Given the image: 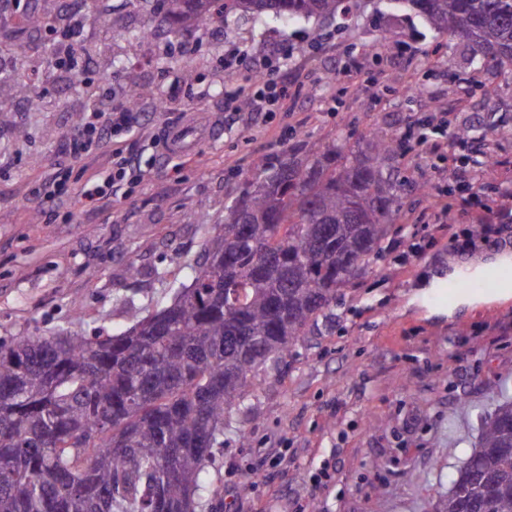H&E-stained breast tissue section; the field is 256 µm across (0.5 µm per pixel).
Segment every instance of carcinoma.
<instances>
[{"mask_svg":"<svg viewBox=\"0 0 512 512\" xmlns=\"http://www.w3.org/2000/svg\"><path fill=\"white\" fill-rule=\"evenodd\" d=\"M448 39H465L512 77V0H401ZM354 0H163L164 18L347 17ZM55 3L24 15L48 24ZM37 105L0 75V98ZM383 139L311 160L288 154L245 182L206 237L189 285L124 332L63 329L0 340V512H209L224 429L262 374L279 371L336 292L377 262L401 211ZM432 512H512V401L500 402Z\"/></svg>","mask_w":512,"mask_h":512,"instance_id":"cac0c4a2","label":"carcinoma"}]
</instances>
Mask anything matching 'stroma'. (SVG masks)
<instances>
[{
	"mask_svg": "<svg viewBox=\"0 0 512 512\" xmlns=\"http://www.w3.org/2000/svg\"><path fill=\"white\" fill-rule=\"evenodd\" d=\"M148 2L83 0L90 67L73 74L47 64L70 0H59L38 31L15 28L10 0H0V70L25 74L41 95L34 107L0 101V339L125 331L118 299L150 311L169 304L225 206L285 152L362 147L447 113L472 135L457 147L466 181H445L463 201L453 226L428 221L439 159L397 154L402 208L381 259L338 290L328 318L307 329L279 373L256 381L216 462L223 485L215 512H429L483 419L512 397V292L448 302L435 288L453 270L512 259L511 235L468 252L449 241L472 229L494 185L512 181V81L399 0H364L344 21L234 15L206 28L162 22ZM116 18L159 37L113 40ZM384 31L391 39L382 44ZM281 49L289 59L278 77L291 97L273 122L245 110L192 152L161 143L164 129L190 113H223L227 99L245 93L251 59ZM232 53L243 65L230 75L224 59ZM411 82L424 94L404 95ZM134 84L156 90L146 120L121 138L140 160L139 176L116 184L111 211L57 206L40 220L45 204L32 189L42 176L71 169L79 191L89 177L116 171L110 147L77 161L63 144L76 114L125 101ZM491 130L494 163L477 166L475 140Z\"/></svg>",
	"mask_w": 512,
	"mask_h": 512,
	"instance_id": "stroma-1",
	"label": "stroma"
}]
</instances>
